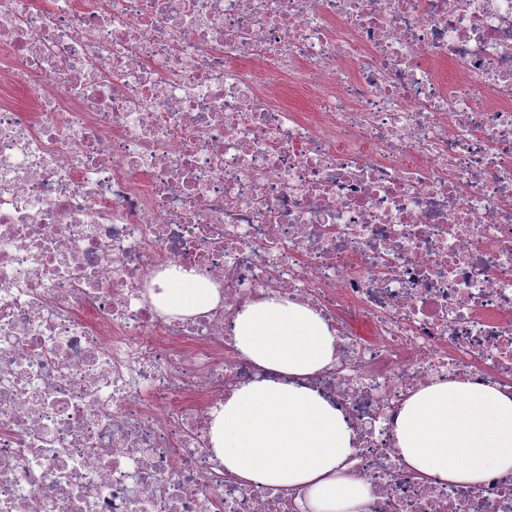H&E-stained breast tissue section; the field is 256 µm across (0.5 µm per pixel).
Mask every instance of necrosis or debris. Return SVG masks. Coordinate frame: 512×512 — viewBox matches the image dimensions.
Wrapping results in <instances>:
<instances>
[{"label": "necrosis or debris", "mask_w": 512, "mask_h": 512, "mask_svg": "<svg viewBox=\"0 0 512 512\" xmlns=\"http://www.w3.org/2000/svg\"><path fill=\"white\" fill-rule=\"evenodd\" d=\"M173 269L220 304L159 313ZM271 297L335 331L302 383L364 512H512L394 437L436 381L512 396V0H0V512H302L210 446Z\"/></svg>", "instance_id": "1"}]
</instances>
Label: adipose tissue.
<instances>
[{
	"label": "adipose tissue",
	"mask_w": 512,
	"mask_h": 512,
	"mask_svg": "<svg viewBox=\"0 0 512 512\" xmlns=\"http://www.w3.org/2000/svg\"><path fill=\"white\" fill-rule=\"evenodd\" d=\"M150 299L165 315H201L221 291L203 276L173 270ZM234 339L268 376L234 390L214 417L211 441L225 472L246 484L304 489L307 512H363L368 490L348 474L354 429L298 383L334 358L328 322L295 300L263 299L236 316ZM395 439L404 463L424 477L477 485L512 473V397L493 384L435 383L407 399Z\"/></svg>",
	"instance_id": "adipose-tissue-1"
}]
</instances>
